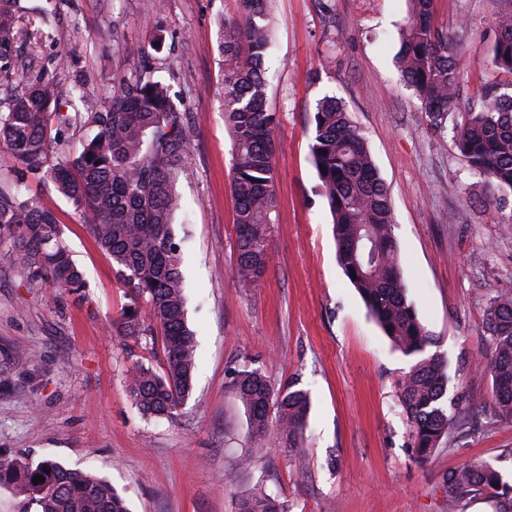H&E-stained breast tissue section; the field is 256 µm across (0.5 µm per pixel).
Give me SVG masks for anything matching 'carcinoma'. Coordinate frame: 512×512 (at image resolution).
<instances>
[{"instance_id": "carcinoma-1", "label": "carcinoma", "mask_w": 512, "mask_h": 512, "mask_svg": "<svg viewBox=\"0 0 512 512\" xmlns=\"http://www.w3.org/2000/svg\"><path fill=\"white\" fill-rule=\"evenodd\" d=\"M396 64L426 112L430 127L450 134L470 172L504 193L512 192V93L484 88L479 107L461 110L456 50L433 23V0H408ZM241 20L224 33L222 102L234 143L230 190L235 202L239 283L248 288L266 270L271 247L274 184L273 135L278 113L267 96L269 47L267 0H240ZM499 30L491 63L512 75V13L496 17ZM46 34L26 14L21 0H0V139L22 176L50 183L77 209L90 235L112 257L130 288L121 313L122 335L158 336L160 370L135 363L129 389L144 414L171 417L193 390L196 340L188 326L180 248L172 229L175 183L188 162L183 103L168 86L140 71L120 77L112 92L87 112L84 91L75 86L64 100L58 76L67 52L57 54L53 72L19 66L18 45L35 48ZM312 164L333 218L337 262L362 296L385 336L416 361L402 382V408L410 423L415 456L429 458L448 444L468 410L466 399L448 400V363L426 354L432 337L407 299L401 255L394 236L389 191L367 141L339 98L319 100L312 118ZM88 126L94 135L78 153L62 150L70 131ZM3 259L32 269L35 281L70 294L84 288L82 273L64 245L60 224L36 194L0 187ZM485 319L490 356L477 369L490 374L500 416L512 420V294L493 296ZM234 385L256 445L276 427L282 443L302 447L310 408L308 392L274 388L258 370L236 374ZM47 492L33 494V478ZM13 482L36 512H128L106 479L44 460L36 465L0 458V482ZM494 490L512 503V485L490 465L466 462L448 474V509L457 512L471 494ZM237 512H290L288 504L258 491L237 503Z\"/></svg>"}]
</instances>
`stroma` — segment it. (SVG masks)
<instances>
[{"mask_svg":"<svg viewBox=\"0 0 512 512\" xmlns=\"http://www.w3.org/2000/svg\"><path fill=\"white\" fill-rule=\"evenodd\" d=\"M38 47L52 66L70 52L62 90L102 100L145 62L186 105L189 160L179 175L174 228L182 240L188 324L197 340L192 396L170 418L144 417L129 370L160 368V343L120 335L129 290L88 234L71 202L39 186L57 215L85 286L80 294L33 283L0 261V456L54 460L107 479L130 512H236L256 485L290 512H448L450 471L486 462L512 484V421L499 417L489 374L486 302L512 294V202L472 175L450 136L429 126L398 72L406 0H270L268 100L278 112L277 209L267 269L241 287L234 205L233 142L220 89L223 27L239 0H54ZM434 23L459 50L467 102L512 76L490 64L495 17L512 0H434ZM142 48V57L130 48ZM342 99L386 181L401 271L428 351L448 362V394L464 395L484 428L425 461L400 401L413 363L369 316L336 260L326 200L311 163L318 100ZM256 369L275 386L308 391L301 451L277 435L250 441L233 380Z\"/></svg>","mask_w":512,"mask_h":512,"instance_id":"1","label":"stroma"}]
</instances>
